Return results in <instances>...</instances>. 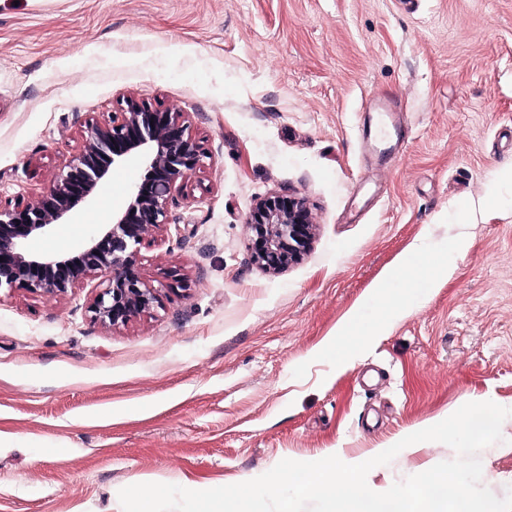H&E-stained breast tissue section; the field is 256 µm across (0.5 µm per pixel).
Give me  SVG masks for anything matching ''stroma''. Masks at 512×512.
Instances as JSON below:
<instances>
[{
    "mask_svg": "<svg viewBox=\"0 0 512 512\" xmlns=\"http://www.w3.org/2000/svg\"><path fill=\"white\" fill-rule=\"evenodd\" d=\"M190 115L204 156L142 247L153 307L94 323L98 280L61 296L0 290V512H122L138 483L200 490L283 459L362 462L469 402L512 408V0H0V200L33 201L80 124L127 99ZM395 101L382 125L366 102ZM129 159L33 252L112 221ZM284 189L312 213L309 250L274 274L246 219ZM453 273L404 314L368 304L418 238ZM386 322L372 346L336 329ZM348 358L336 364L337 352ZM478 454L512 489V417ZM455 451L426 441L372 468L393 485Z\"/></svg>",
    "mask_w": 512,
    "mask_h": 512,
    "instance_id": "1",
    "label": "stroma"
}]
</instances>
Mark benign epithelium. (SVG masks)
Instances as JSON below:
<instances>
[{
	"label": "benign epithelium",
	"mask_w": 512,
	"mask_h": 512,
	"mask_svg": "<svg viewBox=\"0 0 512 512\" xmlns=\"http://www.w3.org/2000/svg\"><path fill=\"white\" fill-rule=\"evenodd\" d=\"M190 127L185 113L135 99L120 112L86 121L77 153L58 170L47 195L26 203L0 202V289L65 295L102 277L106 286L89 307L92 321L116 328L149 310L158 289L143 281L140 247L154 231H180L169 222V210L203 155ZM130 157L141 159L144 175L131 186L123 207L112 213V223L99 225L75 252L28 250L32 239L51 236L56 225L89 205L114 166ZM247 224L251 260L273 272L306 252L314 227L304 199L289 190L261 199Z\"/></svg>",
	"instance_id": "7a95c632"
}]
</instances>
